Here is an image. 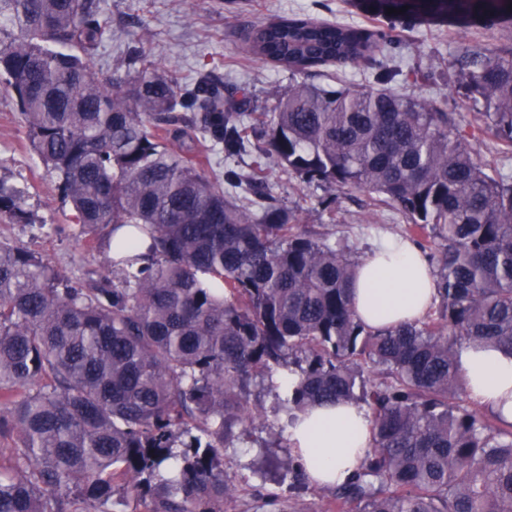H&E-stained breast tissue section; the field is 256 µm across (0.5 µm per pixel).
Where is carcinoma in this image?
Instances as JSON below:
<instances>
[{"label":"carcinoma","instance_id":"1","mask_svg":"<svg viewBox=\"0 0 512 512\" xmlns=\"http://www.w3.org/2000/svg\"><path fill=\"white\" fill-rule=\"evenodd\" d=\"M512 0H378L410 20L511 26ZM0 76L30 148L55 175L70 221L108 230L103 263L68 278L0 240V512H224V444L261 417L255 381L292 422L343 401L372 412L362 466L332 487L335 512H512V423L462 398L456 345L512 354V182L470 141L512 149V45L467 53L456 78L483 111L463 124L387 82L374 34L306 15L253 27L248 53L311 75L370 65L378 85L288 86L276 111L224 109V85L144 68L98 78L97 0H0ZM252 149L311 184L363 192L400 212L427 252L435 311L367 329L354 311L357 260L300 229L262 166L208 157ZM25 184L0 179V219L36 224ZM290 496L309 488L274 462ZM255 155L245 154L235 161L226 162L224 161V154L213 153L211 155V168L212 172L220 177V179H224V168L227 166L233 167L237 171L242 173H247L250 171L251 167L254 165Z\"/></svg>","mask_w":512,"mask_h":512}]
</instances>
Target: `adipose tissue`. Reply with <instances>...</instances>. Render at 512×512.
<instances>
[{"instance_id":"adipose-tissue-1","label":"adipose tissue","mask_w":512,"mask_h":512,"mask_svg":"<svg viewBox=\"0 0 512 512\" xmlns=\"http://www.w3.org/2000/svg\"><path fill=\"white\" fill-rule=\"evenodd\" d=\"M357 317L369 328L396 327L421 319L437 286L431 267L409 242L385 239L358 266L353 288ZM469 397L512 422V354L483 345L465 346L458 357ZM372 443L364 411L346 404L324 405L301 415L292 447L319 484L343 482L362 463Z\"/></svg>"}]
</instances>
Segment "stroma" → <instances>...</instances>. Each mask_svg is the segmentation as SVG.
Listing matches in <instances>:
<instances>
[{"label": "stroma", "mask_w": 512, "mask_h": 512, "mask_svg": "<svg viewBox=\"0 0 512 512\" xmlns=\"http://www.w3.org/2000/svg\"><path fill=\"white\" fill-rule=\"evenodd\" d=\"M100 10L110 35L87 58L92 74L126 76L128 57L135 52L139 65L168 71L183 84L201 72H213L242 108L266 113L274 112L280 95L296 78L288 69L249 56L245 37L252 27L278 16L301 13L386 33L402 70L418 67L431 75L427 81L399 82L397 91L434 101L459 113L465 123L473 121L478 108L449 80L448 67L464 48L498 45L507 34L502 27L465 28L436 19L392 23L367 2L359 5L355 0H100ZM0 177L27 182L25 207L40 220L36 227L0 223V237L40 253L64 274L79 277L89 270L102 271L96 235L68 223L69 205L55 178L29 150L26 131L17 120L16 97L1 80ZM267 181L295 213L299 226L351 247L356 258L365 257L382 238L404 235L402 215L375 205L363 193L306 185L275 167L268 170ZM268 438L266 425L258 421L248 438L226 446L224 477L237 490L225 500L224 512H273L267 504L270 495L286 492V485L259 474L249 483L239 481Z\"/></svg>", "instance_id": "35a3bbf8"}]
</instances>
